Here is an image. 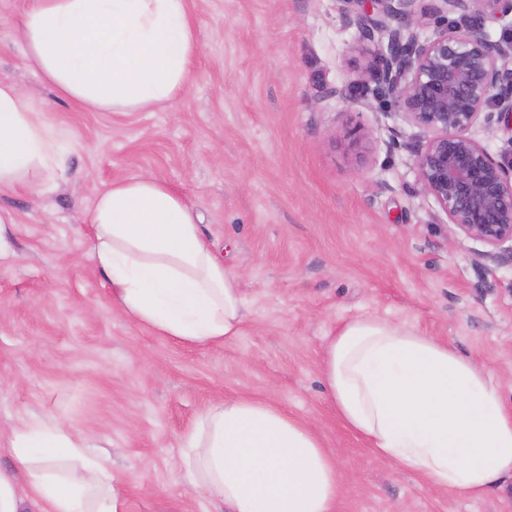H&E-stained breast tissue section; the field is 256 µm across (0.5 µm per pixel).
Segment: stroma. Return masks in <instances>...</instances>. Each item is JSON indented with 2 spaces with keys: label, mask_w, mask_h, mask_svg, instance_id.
<instances>
[{
  "label": "stroma",
  "mask_w": 512,
  "mask_h": 512,
  "mask_svg": "<svg viewBox=\"0 0 512 512\" xmlns=\"http://www.w3.org/2000/svg\"><path fill=\"white\" fill-rule=\"evenodd\" d=\"M22 6L0 0V80L38 88L79 145L51 193H0L17 254L0 263V430L33 414L92 431L125 512H209L181 438L211 402L255 399L310 421L335 451L336 512H512V480L464 500L375 455L318 374L328 337L370 312L507 377L512 404V262L449 236L422 192L413 147L425 133L366 79L375 44L343 21L366 0H190L194 72L149 112H87L41 84L22 64ZM133 174L192 203L202 236L239 273L235 341L179 343L113 307L84 219Z\"/></svg>",
  "instance_id": "stroma-1"
}]
</instances>
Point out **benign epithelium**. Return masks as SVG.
<instances>
[{
	"label": "benign epithelium",
	"mask_w": 512,
	"mask_h": 512,
	"mask_svg": "<svg viewBox=\"0 0 512 512\" xmlns=\"http://www.w3.org/2000/svg\"><path fill=\"white\" fill-rule=\"evenodd\" d=\"M376 17H345L377 45L368 78L410 124L430 133L413 151L422 190L467 238L512 257V158L476 141L480 121L512 129V38L489 25L512 18V0H372ZM434 27L420 38L416 29Z\"/></svg>",
	"instance_id": "obj_1"
}]
</instances>
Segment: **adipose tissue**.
I'll use <instances>...</instances> for the list:
<instances>
[{"mask_svg": "<svg viewBox=\"0 0 512 512\" xmlns=\"http://www.w3.org/2000/svg\"><path fill=\"white\" fill-rule=\"evenodd\" d=\"M23 64L90 112L163 106L190 81L198 45L188 0H24ZM38 90L0 80V192L49 190L74 133L46 116ZM88 245L113 305L182 343L241 335L238 274L202 237L194 207L134 175L97 194ZM319 375L343 424L434 488L480 500L512 478V407L503 381L448 343L368 313L326 342ZM94 437L40 416L0 437V512H124ZM183 467L219 512H336L341 474L313 427L279 407L219 400L185 435Z\"/></svg>", "mask_w": 512, "mask_h": 512, "instance_id": "obj_1", "label": "adipose tissue"}]
</instances>
